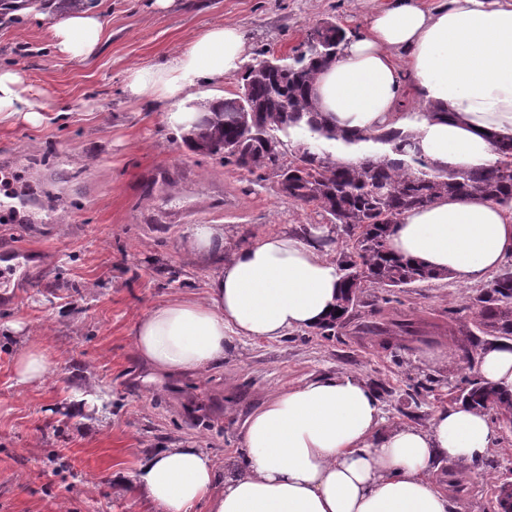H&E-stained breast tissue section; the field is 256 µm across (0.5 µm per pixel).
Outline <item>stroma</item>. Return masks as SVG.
<instances>
[{
  "label": "stroma",
  "instance_id": "35a3bbf8",
  "mask_svg": "<svg viewBox=\"0 0 512 512\" xmlns=\"http://www.w3.org/2000/svg\"><path fill=\"white\" fill-rule=\"evenodd\" d=\"M390 0H92L106 25L83 60L58 54L52 14L0 25V68L19 71L46 122L0 124V168L21 176L34 167L44 189L31 206L34 232L0 223V245L40 251L37 269L12 276L0 297V512H152L135 493L147 454L194 445L224 466L242 450L249 415L275 391L353 372L378 396L387 420L429 426L454 404L473 375L466 355L488 284L438 279L394 292L392 306L415 322L403 342L382 343L353 326L321 336L297 330L274 339L230 337L223 365L200 376L150 380L133 349V327L151 308L178 297H205L219 265L184 254L194 224H220L229 242L322 223L315 206L279 193L218 158L191 151L164 108L132 101L126 70L152 66L205 28L236 25L245 60L282 57L307 32L332 22L355 39L375 7ZM38 334L56 367L22 385L14 357ZM448 359L426 363L424 353ZM109 395V408L74 413L76 393ZM60 470H53L48 457ZM55 462V463H56ZM460 474L458 512H491L502 479L512 477V433Z\"/></svg>",
  "mask_w": 512,
  "mask_h": 512
}]
</instances>
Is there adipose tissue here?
Returning a JSON list of instances; mask_svg holds the SVG:
<instances>
[{
	"mask_svg": "<svg viewBox=\"0 0 512 512\" xmlns=\"http://www.w3.org/2000/svg\"><path fill=\"white\" fill-rule=\"evenodd\" d=\"M51 30L56 52L83 58L97 48L104 20L92 9L64 7ZM396 51L405 54L404 65L394 62ZM244 52L240 27L216 25L161 64L129 68L125 90L166 106L167 122L187 131L198 120L199 88L236 74ZM406 76L436 116L399 111ZM313 96L338 128L369 135L334 142L333 158L382 152L370 136L394 127L413 132L415 150L438 168L492 165L496 141L512 138V0H446L433 10L392 0L318 73ZM19 117L38 123L41 105L26 95L20 74L0 70V123ZM328 232L264 234L234 246L222 225L187 228L183 251L223 264L205 299L172 300L136 322V356L158 376L198 375L223 364L229 335L274 338L326 321L340 286L322 242ZM390 246L474 284L512 256V214L479 196L443 198L403 215ZM474 355L477 375L512 395V340ZM54 365L34 339L14 360L21 384L43 381ZM495 441L488 415L462 402L436 410L426 428L384 425L376 393L344 372L270 395L244 423L242 456L223 469L202 449L162 448L140 461L135 488L155 512H188L201 501L208 512H456L431 470H470Z\"/></svg>",
	"mask_w": 512,
	"mask_h": 512,
	"instance_id": "1",
	"label": "adipose tissue"
}]
</instances>
